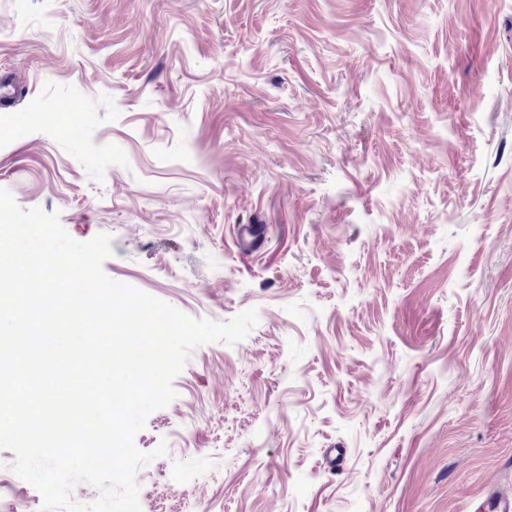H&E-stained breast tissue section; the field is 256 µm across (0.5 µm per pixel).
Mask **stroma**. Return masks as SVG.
I'll return each mask as SVG.
<instances>
[{"mask_svg": "<svg viewBox=\"0 0 512 512\" xmlns=\"http://www.w3.org/2000/svg\"><path fill=\"white\" fill-rule=\"evenodd\" d=\"M0 79L20 208L192 318L258 314L135 434L144 512L512 494V0H0ZM14 458L0 512H40Z\"/></svg>", "mask_w": 512, "mask_h": 512, "instance_id": "obj_1", "label": "stroma"}]
</instances>
